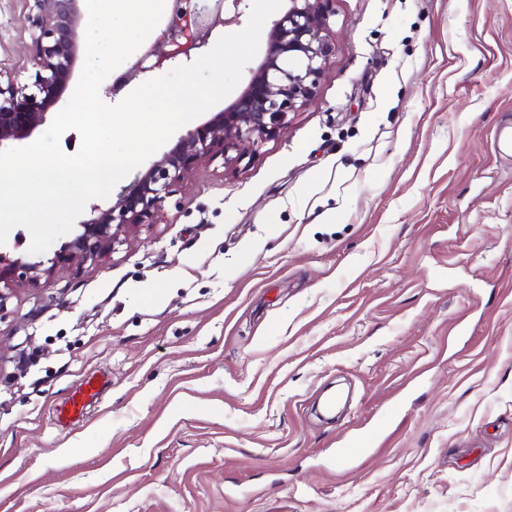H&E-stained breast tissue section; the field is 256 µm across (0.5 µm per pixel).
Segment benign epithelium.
<instances>
[{"label":"benign epithelium","mask_w":512,"mask_h":512,"mask_svg":"<svg viewBox=\"0 0 512 512\" xmlns=\"http://www.w3.org/2000/svg\"><path fill=\"white\" fill-rule=\"evenodd\" d=\"M81 0H36L32 44L34 81L0 80V149L31 137L48 111L66 92L76 61L86 53V25ZM335 0H288V10L274 20L264 59L252 71L244 91L224 111L182 137L157 160L128 193L107 209L94 205L83 231L62 251L38 262L11 259L0 253V284L32 286L53 269L73 260H98L108 254L122 232L151 224L165 202L200 162L218 155L238 161L288 127V114L312 99L333 52L330 18ZM210 0H174L172 16L161 41L169 49L140 59L125 82L164 67L181 65L208 45Z\"/></svg>","instance_id":"7a95c632"}]
</instances>
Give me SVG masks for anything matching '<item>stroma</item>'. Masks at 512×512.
<instances>
[{"label":"stroma","instance_id":"35a3bbf8","mask_svg":"<svg viewBox=\"0 0 512 512\" xmlns=\"http://www.w3.org/2000/svg\"><path fill=\"white\" fill-rule=\"evenodd\" d=\"M334 11L283 134L199 163L104 258L0 287V512H512V0ZM36 13L0 0L22 84ZM100 390L93 378L84 379L59 408V422L65 428L78 423L87 406L97 399Z\"/></svg>","mask_w":512,"mask_h":512}]
</instances>
